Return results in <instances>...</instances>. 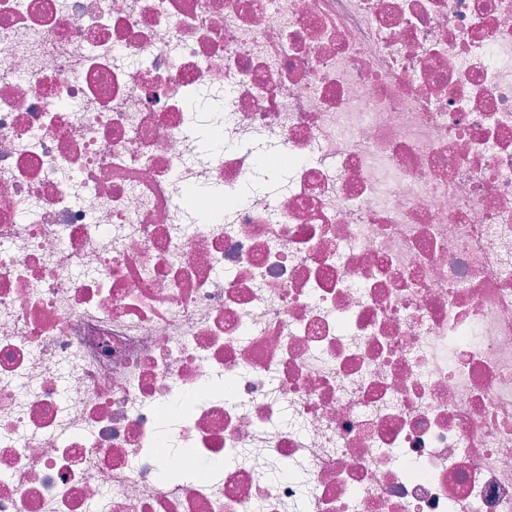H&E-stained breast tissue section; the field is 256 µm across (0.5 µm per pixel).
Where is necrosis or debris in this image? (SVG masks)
<instances>
[{
    "label": "necrosis or debris",
    "instance_id": "1",
    "mask_svg": "<svg viewBox=\"0 0 512 512\" xmlns=\"http://www.w3.org/2000/svg\"><path fill=\"white\" fill-rule=\"evenodd\" d=\"M92 503L512 512V0H0V512Z\"/></svg>",
    "mask_w": 512,
    "mask_h": 512
}]
</instances>
